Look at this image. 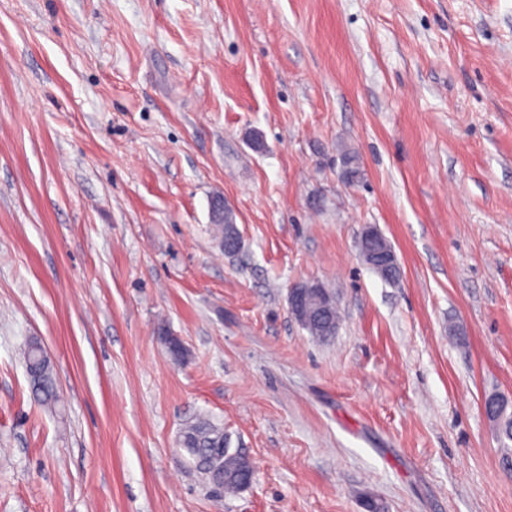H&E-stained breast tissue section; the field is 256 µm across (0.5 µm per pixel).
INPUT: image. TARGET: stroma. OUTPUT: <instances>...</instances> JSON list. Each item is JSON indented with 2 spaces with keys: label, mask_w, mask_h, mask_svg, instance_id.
Here are the masks:
<instances>
[{
  "label": "stroma",
  "mask_w": 512,
  "mask_h": 512,
  "mask_svg": "<svg viewBox=\"0 0 512 512\" xmlns=\"http://www.w3.org/2000/svg\"><path fill=\"white\" fill-rule=\"evenodd\" d=\"M299 280L335 292L330 341L291 313ZM491 394L512 399V0H0V512H512ZM198 416L248 488L191 467ZM378 234L374 226L368 225L359 239V252L368 266L377 273L386 274L394 267L399 268L397 258L392 253L381 251L377 248ZM28 381L31 392L40 405L55 408L60 403L56 374L48 355L44 364L35 374L29 376Z\"/></svg>",
  "instance_id": "stroma-1"
}]
</instances>
